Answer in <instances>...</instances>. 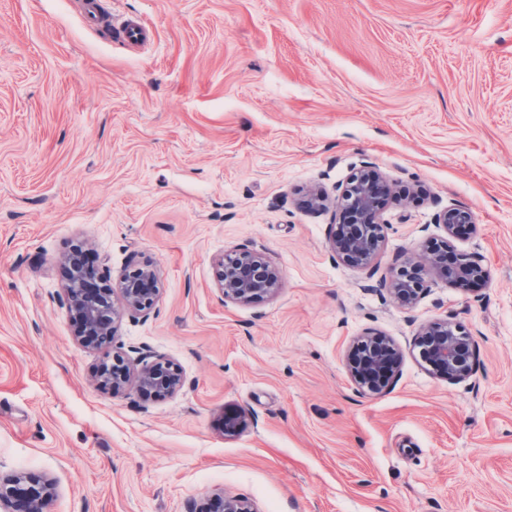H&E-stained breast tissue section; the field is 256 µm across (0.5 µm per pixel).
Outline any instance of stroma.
I'll use <instances>...</instances> for the list:
<instances>
[{
    "label": "stroma",
    "mask_w": 512,
    "mask_h": 512,
    "mask_svg": "<svg viewBox=\"0 0 512 512\" xmlns=\"http://www.w3.org/2000/svg\"><path fill=\"white\" fill-rule=\"evenodd\" d=\"M137 48L88 29L77 0H0V472L55 483L50 512H189L219 492L258 512H512V0H104ZM384 176V243L366 268L329 239L356 171ZM488 279L423 272L413 308L381 280L443 240ZM86 252L160 296L109 351L162 358L175 394L100 387L59 296ZM278 278L225 300L224 255ZM477 348L449 382L414 338L438 319ZM390 336L393 386L359 394L355 337ZM250 418L224 433V414ZM436 222L443 225L448 238H453L458 230L460 231L465 228L464 226L459 227L460 224H466L470 227L475 225L474 216L470 210L453 206L440 211L437 214Z\"/></svg>",
    "instance_id": "1"
}]
</instances>
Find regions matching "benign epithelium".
<instances>
[{
  "label": "benign epithelium",
  "mask_w": 512,
  "mask_h": 512,
  "mask_svg": "<svg viewBox=\"0 0 512 512\" xmlns=\"http://www.w3.org/2000/svg\"><path fill=\"white\" fill-rule=\"evenodd\" d=\"M388 186L374 171H364L351 178L342 193L340 206L351 216L347 235L343 240L331 241L332 250L354 266L370 264L382 246L380 225L376 224L381 198ZM436 222L443 225L448 237L458 232L461 224L475 225L474 216L468 209L447 207L437 214ZM220 290L224 300L249 302L273 293L276 279L262 273L266 267L260 253L242 250L232 259L219 260ZM457 271L469 273L479 281L488 278L489 272L481 260L469 255L457 259ZM88 279H101L93 268L68 266V283L64 288L62 303L82 317L85 324L83 343L87 346L105 344L111 340L119 311L112 303V288H101L89 292L82 288ZM122 294L123 308L128 312H144L157 301L155 272L149 265L124 275L118 285ZM395 300L405 308L417 301L420 287H412L398 272L388 282ZM420 354L425 363L440 377L448 381H460L472 370L474 344L471 336L460 326L438 319L423 326L418 332ZM121 361L113 356L101 364L98 370L100 382L119 390L127 381V372H115L113 363ZM401 364L399 349L391 339L382 335L365 337L354 343L347 357V373L356 388L364 393L378 394L393 383ZM140 389H155L161 394H173L182 386L177 369L161 360L149 364L136 375ZM247 424V415L242 412L224 416V434L234 435ZM53 498V485L44 475L0 474V512H48ZM192 512H256L247 500L216 493L209 502L196 507Z\"/></svg>",
  "instance_id": "1"
}]
</instances>
